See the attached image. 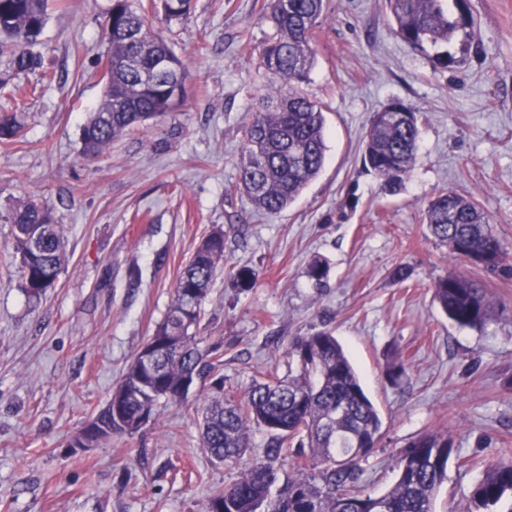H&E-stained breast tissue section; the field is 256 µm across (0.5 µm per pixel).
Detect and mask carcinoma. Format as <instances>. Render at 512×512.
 Segmentation results:
<instances>
[{
    "label": "carcinoma",
    "mask_w": 512,
    "mask_h": 512,
    "mask_svg": "<svg viewBox=\"0 0 512 512\" xmlns=\"http://www.w3.org/2000/svg\"><path fill=\"white\" fill-rule=\"evenodd\" d=\"M394 32L414 49H431L432 61L449 69L458 64L449 47L470 46L473 18L465 0H385ZM193 0H159L162 19L186 20ZM48 0H0V65L11 72L42 68L35 50L47 20ZM325 0H268L264 18L276 30L259 50V66L276 81L245 131L239 162L240 189L259 211L278 215L321 172L326 157L323 106L303 90L315 61V32ZM102 27L112 65V83L83 126L81 155L92 161L134 127L180 105L170 87H185V65L148 24L137 0H112ZM130 55L158 73L151 86L136 72L114 66ZM415 116L399 119L383 108L373 113L363 138L364 166L389 188L402 185L418 157ZM25 139L21 113H0V146ZM13 224V247L21 257L22 288L38 301L54 288L66 261L65 237L52 211L34 201L17 204L7 215ZM430 235L451 254L486 255L495 268L502 259L500 242L489 217L469 197L443 190L427 204ZM224 267V231L210 233L177 276L173 300L154 332L157 352L151 368L140 355L128 364L106 404L85 434L93 448L114 434L140 430L143 415L157 420L160 404L182 398L186 380L211 379L199 423L202 448L212 459L235 464L251 444L252 428L268 433L264 459L243 468L224 488L213 490L206 512H435L434 503L452 453L448 433L431 431L401 452L398 478L383 495L364 493L360 462L379 439L382 421L336 336L328 329L292 338L285 351L288 378L271 374L252 381L238 399L224 397V345L202 348L193 329L201 320L218 270ZM239 288L254 286L248 266L234 268ZM433 297L448 318L461 327H479L492 301L480 279L447 275L433 283ZM294 466L287 469L288 459ZM512 498V461L489 465L474 486L476 512H493Z\"/></svg>",
    "instance_id": "carcinoma-1"
}]
</instances>
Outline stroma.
<instances>
[{
  "label": "stroma",
  "instance_id": "1",
  "mask_svg": "<svg viewBox=\"0 0 512 512\" xmlns=\"http://www.w3.org/2000/svg\"><path fill=\"white\" fill-rule=\"evenodd\" d=\"M49 9L44 69L0 85V112L25 106L24 143L0 147V512H206L237 471L199 438L202 386L157 423L86 450L70 443L161 324L180 269L202 238L224 232L227 268L197 331L224 345V393L286 376L290 340L328 328L350 355L382 427L360 463L371 495L397 476V453L447 432L454 452L436 512H470L490 463L512 460V0H467L474 38L442 69L394 33L384 0H327L305 92L324 106L319 175L276 216L239 189L244 131L272 83L258 51L274 34L267 0H194L166 35L186 66L187 101L117 140L94 162L81 133L104 94L100 27L111 0ZM401 102L420 129L417 163L389 192L362 161L373 112ZM470 196L502 250L485 270L436 241L424 222L440 190ZM35 199L65 232L67 261L40 301L21 288L6 215ZM327 265L322 282L308 273ZM258 277L238 288L230 267ZM409 277L400 282L397 267ZM477 276L493 308L461 327L433 298L435 279ZM403 364L399 378L390 368Z\"/></svg>",
  "mask_w": 512,
  "mask_h": 512
}]
</instances>
